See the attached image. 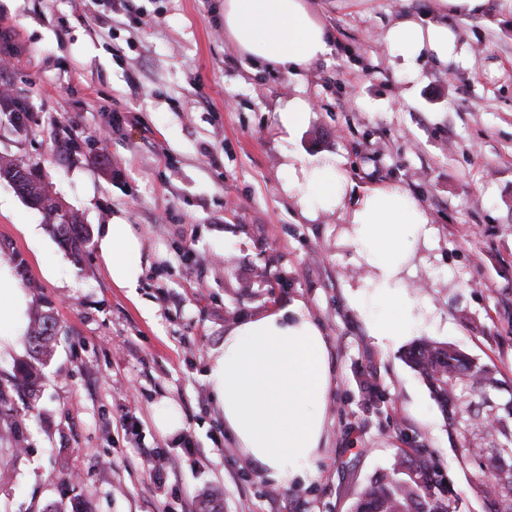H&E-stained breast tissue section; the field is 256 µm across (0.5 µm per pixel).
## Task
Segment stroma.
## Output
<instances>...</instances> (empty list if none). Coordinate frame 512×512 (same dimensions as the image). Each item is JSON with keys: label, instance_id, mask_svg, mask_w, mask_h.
<instances>
[{"label": "stroma", "instance_id": "obj_1", "mask_svg": "<svg viewBox=\"0 0 512 512\" xmlns=\"http://www.w3.org/2000/svg\"><path fill=\"white\" fill-rule=\"evenodd\" d=\"M132 4L127 16L109 0H0V79L29 112L18 128L0 110V156L37 166L90 233L133 225L144 260L135 291L115 287L95 246L75 263L0 180V253L24 262L34 311L62 328L38 398L10 395L24 440L0 452V512L76 499L88 512H351L415 440L458 512H485L405 343L382 345L368 327L379 306L354 301L372 269L342 213L303 214L283 183L291 156L331 158L349 201L376 185L417 199L434 229L405 274L429 311L418 338L455 344L512 382V7L311 0L332 50L285 75L225 37L224 0ZM405 18L448 25L458 59L406 62L386 40ZM296 97L311 112L288 135L275 114ZM296 302L326 338L333 387L316 478L278 488L226 434L203 374L238 321ZM165 400L183 415L172 435L153 421Z\"/></svg>", "mask_w": 512, "mask_h": 512}]
</instances>
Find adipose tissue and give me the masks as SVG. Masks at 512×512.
<instances>
[{"label":"adipose tissue","mask_w":512,"mask_h":512,"mask_svg":"<svg viewBox=\"0 0 512 512\" xmlns=\"http://www.w3.org/2000/svg\"><path fill=\"white\" fill-rule=\"evenodd\" d=\"M224 34L255 63L282 71L308 66L331 50V34L307 0H224ZM407 60L430 54L458 56L455 38L442 24L399 21L386 36ZM346 177L339 161L302 165L288 192L306 211L345 210L347 242L362 253L372 275L364 280L380 306H398L397 316L371 319L378 339L394 342L421 330L424 321L407 296L406 271L413 245L429 242L433 228L421 204L389 185L369 188L346 208ZM96 251L112 283L137 288L143 274L140 237L132 225H102ZM33 296L17 279L9 257L0 254V355L24 349ZM332 368L321 329L303 303L239 321L214 350L205 373L224 428L256 470L280 488L316 476L325 429Z\"/></svg>","instance_id":"adipose-tissue-1"}]
</instances>
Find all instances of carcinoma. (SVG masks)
I'll list each match as a JSON object with an SVG mask.
<instances>
[{
    "mask_svg": "<svg viewBox=\"0 0 512 512\" xmlns=\"http://www.w3.org/2000/svg\"><path fill=\"white\" fill-rule=\"evenodd\" d=\"M29 197L51 214L56 197L30 172L19 176ZM58 244L81 263L89 231L76 213L68 224L50 229ZM61 327L51 313L30 321L26 340L30 359L16 369L8 385L0 383V416L15 443L21 442L22 421L10 414V390L35 394L43 377L42 366L51 357ZM404 363L427 385L448 427L453 451L471 472L473 490L491 504V512H512V385L495 368L459 349L429 339L411 345ZM453 498L438 490L430 453L426 448L402 449L389 472L373 477L353 505V512H456Z\"/></svg>",
    "mask_w": 512,
    "mask_h": 512,
    "instance_id": "carcinoma-1",
    "label": "carcinoma"
}]
</instances>
